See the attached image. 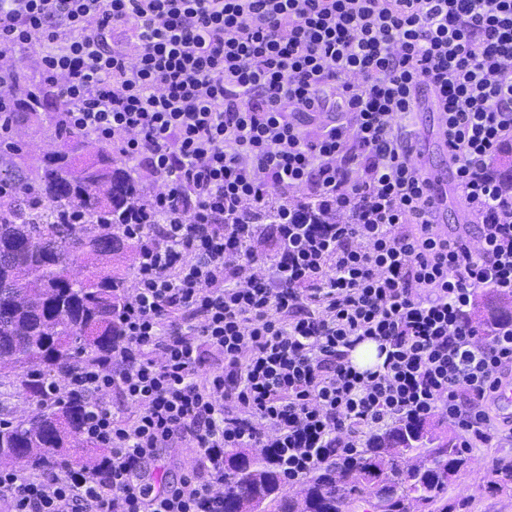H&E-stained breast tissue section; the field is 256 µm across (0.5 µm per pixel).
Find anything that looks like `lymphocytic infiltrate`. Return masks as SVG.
<instances>
[{"mask_svg": "<svg viewBox=\"0 0 512 512\" xmlns=\"http://www.w3.org/2000/svg\"><path fill=\"white\" fill-rule=\"evenodd\" d=\"M0 49L37 50L57 124L141 188L121 340L47 394L84 405L105 455L0 469V512H224L225 449L293 487L410 416L512 446L491 422L512 323L468 318L479 291L512 296V0H0ZM423 84L478 216L463 242L406 137ZM366 340L384 361L361 371ZM186 443L199 469L153 491L144 463Z\"/></svg>", "mask_w": 512, "mask_h": 512, "instance_id": "f902f5d3", "label": "lymphocytic infiltrate"}]
</instances>
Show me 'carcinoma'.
Masks as SVG:
<instances>
[{"instance_id":"cac0c4a2","label":"carcinoma","mask_w":512,"mask_h":512,"mask_svg":"<svg viewBox=\"0 0 512 512\" xmlns=\"http://www.w3.org/2000/svg\"><path fill=\"white\" fill-rule=\"evenodd\" d=\"M13 106L36 113L47 105L50 90L22 71L12 72ZM66 149L47 155L40 175L51 205L31 214L0 202V387H16L42 401L50 379L72 364L112 356L119 339L118 310L125 279L112 270V256L133 252L116 224H85L76 232L59 224L52 203L78 204L90 213L114 216L139 188L113 166L112 150L99 145L89 161V144L77 133L55 128ZM91 268L79 278L77 260ZM483 326L494 330L512 309L486 297ZM80 404H51L19 420L0 419V457L12 456L34 471L62 473L84 452ZM429 418L409 419L390 427L349 462L326 468L297 489L285 486L267 455L246 448L224 452V512H236L244 500H258L268 512H352L353 503L373 498L382 512H409L414 502L428 512H452L465 500L451 502V478L469 463L459 435L436 433ZM497 489L512 487V461L495 469Z\"/></svg>"}]
</instances>
